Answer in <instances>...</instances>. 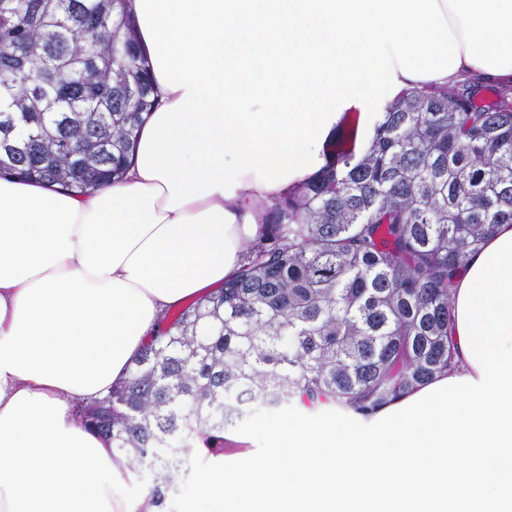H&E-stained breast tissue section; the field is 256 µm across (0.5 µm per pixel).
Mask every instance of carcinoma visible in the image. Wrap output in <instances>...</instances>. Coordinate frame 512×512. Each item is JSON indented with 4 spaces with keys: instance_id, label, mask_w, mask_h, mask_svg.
<instances>
[{
    "instance_id": "obj_1",
    "label": "carcinoma",
    "mask_w": 512,
    "mask_h": 512,
    "mask_svg": "<svg viewBox=\"0 0 512 512\" xmlns=\"http://www.w3.org/2000/svg\"><path fill=\"white\" fill-rule=\"evenodd\" d=\"M480 92L404 90L360 150L343 119L331 159L267 207L237 273L82 409L129 468L153 471L157 512L192 441L218 443L246 407L367 414L454 367L453 277L512 224V88L491 105ZM156 105L124 0H0V175L80 193L114 182Z\"/></svg>"
}]
</instances>
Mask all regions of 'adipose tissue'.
Returning a JSON list of instances; mask_svg holds the SVG:
<instances>
[{
  "label": "adipose tissue",
  "instance_id": "1",
  "mask_svg": "<svg viewBox=\"0 0 512 512\" xmlns=\"http://www.w3.org/2000/svg\"><path fill=\"white\" fill-rule=\"evenodd\" d=\"M159 100L124 178L0 176V512H132L78 406L223 287L257 202L326 162L346 111L512 82V0H126ZM456 365L373 413L286 418L205 466L193 512H512V224L452 286Z\"/></svg>",
  "mask_w": 512,
  "mask_h": 512
}]
</instances>
